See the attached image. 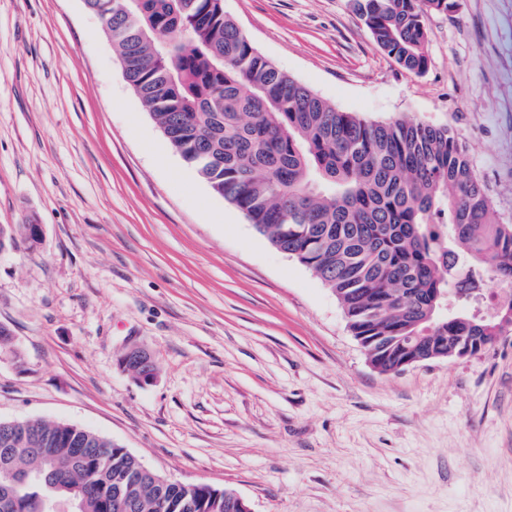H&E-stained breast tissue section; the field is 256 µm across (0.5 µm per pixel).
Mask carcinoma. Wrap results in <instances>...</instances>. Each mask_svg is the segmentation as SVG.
I'll return each instance as SVG.
<instances>
[{
  "label": "carcinoma",
  "mask_w": 512,
  "mask_h": 512,
  "mask_svg": "<svg viewBox=\"0 0 512 512\" xmlns=\"http://www.w3.org/2000/svg\"><path fill=\"white\" fill-rule=\"evenodd\" d=\"M105 27L126 80L171 146L280 251L310 269L364 337L370 364L393 371L413 337L448 350L480 287L512 285V224L497 221L458 138L414 119L341 112L279 70L224 16L223 0H84ZM378 46L426 71L423 16L448 0H354ZM40 241V226H0V249ZM0 512H243L230 489L159 483L131 452L84 428L29 419L0 427Z\"/></svg>",
  "instance_id": "obj_1"
}]
</instances>
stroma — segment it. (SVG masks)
<instances>
[{
  "label": "stroma",
  "instance_id": "stroma-1",
  "mask_svg": "<svg viewBox=\"0 0 512 512\" xmlns=\"http://www.w3.org/2000/svg\"><path fill=\"white\" fill-rule=\"evenodd\" d=\"M278 69L369 121L448 127L512 224V0L430 12L428 67L353 0H224ZM0 420L86 428L252 512H512V336L383 374L335 295L188 166L84 0H0ZM155 365L119 366L129 345ZM17 234H20L21 241L26 243L29 249L34 248L40 241V226L39 224H23L19 229H12L1 224L0 249L16 247L18 244Z\"/></svg>",
  "mask_w": 512,
  "mask_h": 512
}]
</instances>
